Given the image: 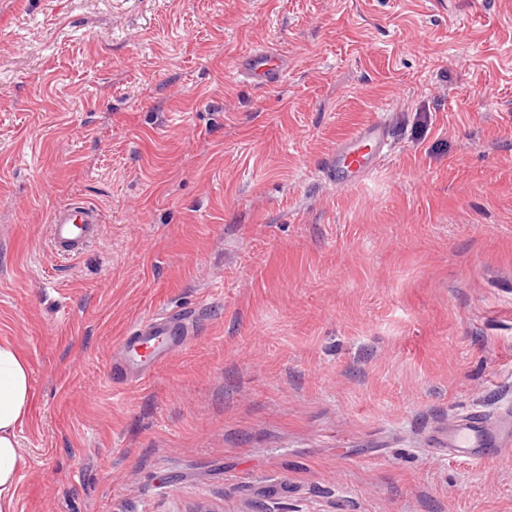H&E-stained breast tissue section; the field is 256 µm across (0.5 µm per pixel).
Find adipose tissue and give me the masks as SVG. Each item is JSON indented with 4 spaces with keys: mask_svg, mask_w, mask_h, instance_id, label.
<instances>
[{
    "mask_svg": "<svg viewBox=\"0 0 512 512\" xmlns=\"http://www.w3.org/2000/svg\"><path fill=\"white\" fill-rule=\"evenodd\" d=\"M31 369L10 342L0 341V512H14L18 474L26 461L17 429L33 407Z\"/></svg>",
    "mask_w": 512,
    "mask_h": 512,
    "instance_id": "adipose-tissue-1",
    "label": "adipose tissue"
}]
</instances>
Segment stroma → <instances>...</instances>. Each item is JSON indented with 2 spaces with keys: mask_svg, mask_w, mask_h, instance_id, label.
<instances>
[{
  "mask_svg": "<svg viewBox=\"0 0 512 512\" xmlns=\"http://www.w3.org/2000/svg\"><path fill=\"white\" fill-rule=\"evenodd\" d=\"M380 114L378 171L325 180ZM166 310L189 345L107 376ZM0 340L14 512H512V457L433 444L512 408V0H0ZM269 50H258L243 56L237 66V72L258 87L275 86L283 80L285 67L283 61ZM101 219L97 210L80 202H68L56 207L48 225L51 249L60 256L81 253L97 238ZM31 369L8 341H0V511L13 512L18 473L26 461L18 448L17 428L33 407Z\"/></svg>",
  "mask_w": 512,
  "mask_h": 512,
  "instance_id": "obj_1",
  "label": "stroma"
}]
</instances>
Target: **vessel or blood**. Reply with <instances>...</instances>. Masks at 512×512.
<instances>
[{"mask_svg":"<svg viewBox=\"0 0 512 512\" xmlns=\"http://www.w3.org/2000/svg\"><path fill=\"white\" fill-rule=\"evenodd\" d=\"M240 75L258 87L280 83L283 61L274 52L258 50L243 56ZM390 124L384 117L365 122L337 142L323 163L326 178L339 187L355 184L372 175L392 146ZM101 219L97 210L80 202L56 207L48 225L51 249L61 256L80 254L97 238ZM191 320L180 313L154 314L136 321L123 338L122 353L112 365L113 375L136 381L181 350L190 334ZM439 450L449 458L469 464L489 463L512 455V412L492 421L470 413L439 439Z\"/></svg>","mask_w":512,"mask_h":512,"instance_id":"obj_1","label":"vessel or blood"}]
</instances>
